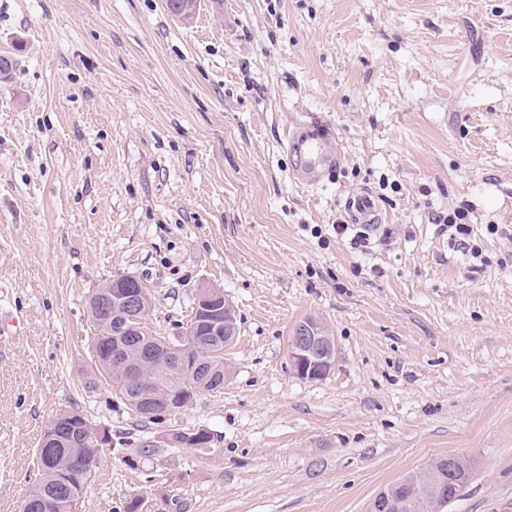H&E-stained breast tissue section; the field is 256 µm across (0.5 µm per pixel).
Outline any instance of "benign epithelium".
Here are the masks:
<instances>
[{
    "label": "benign epithelium",
    "mask_w": 512,
    "mask_h": 512,
    "mask_svg": "<svg viewBox=\"0 0 512 512\" xmlns=\"http://www.w3.org/2000/svg\"><path fill=\"white\" fill-rule=\"evenodd\" d=\"M148 294L142 288L140 277L126 274L112 279V284L95 290L89 302L93 315L104 327V335L112 338L111 360L103 361L112 371L118 370L124 383L132 390L133 406H141L147 416L166 418L183 411L191 400L184 394L150 397L142 389L143 370L147 366L164 363H183L190 352L199 348L201 338L216 347L223 336L234 332V310L218 289H206L199 296L196 308L198 329L182 344H162L146 340L148 335L142 319ZM294 371L303 379L319 380L329 374L335 362L334 341L327 328L314 319L297 326L294 345L289 354ZM76 415L68 410L59 412L44 430L42 448H54L66 442L75 444ZM400 504L387 491H380L372 500L369 512H399Z\"/></svg>",
    "instance_id": "benign-epithelium-1"
}]
</instances>
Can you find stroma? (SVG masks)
Returning <instances> with one entry per match:
<instances>
[{
    "instance_id": "35a3bbf8",
    "label": "stroma",
    "mask_w": 512,
    "mask_h": 512,
    "mask_svg": "<svg viewBox=\"0 0 512 512\" xmlns=\"http://www.w3.org/2000/svg\"><path fill=\"white\" fill-rule=\"evenodd\" d=\"M0 55V512L72 408L111 435L82 512H366L448 454L447 512H512V0H0ZM311 116L342 143L314 188L284 148ZM361 190L382 222L356 248ZM127 273L158 335L205 287L239 327L223 391L160 425L86 385L89 296ZM311 318L318 381L289 360ZM467 219V215L460 210L453 211L452 213H448V219L442 216L438 217L437 222L440 223L439 226L442 227L441 230L444 232H448V236L450 239L458 242V245L466 250V252H470L472 257L478 258L481 256V252L479 249L470 242L471 234L473 232V228L470 224L463 222ZM441 221L443 224H441ZM296 329L289 354L294 371L303 379H323L335 362L332 336L324 325L314 319L302 322Z\"/></svg>"
}]
</instances>
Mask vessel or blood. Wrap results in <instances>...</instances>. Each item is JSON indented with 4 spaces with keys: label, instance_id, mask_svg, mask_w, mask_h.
<instances>
[{
    "label": "vessel or blood",
    "instance_id": "1",
    "mask_svg": "<svg viewBox=\"0 0 512 512\" xmlns=\"http://www.w3.org/2000/svg\"><path fill=\"white\" fill-rule=\"evenodd\" d=\"M285 148L294 156L293 179L312 187L334 171L341 157V144L328 125L312 118L294 124L286 137ZM345 207L352 223L371 228L380 223L379 207L371 193L351 195Z\"/></svg>",
    "mask_w": 512,
    "mask_h": 512
}]
</instances>
